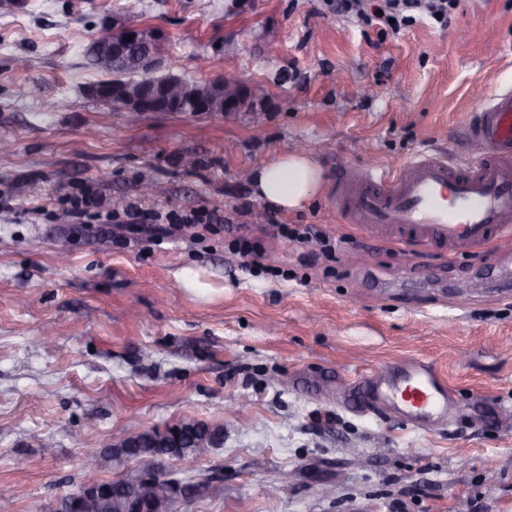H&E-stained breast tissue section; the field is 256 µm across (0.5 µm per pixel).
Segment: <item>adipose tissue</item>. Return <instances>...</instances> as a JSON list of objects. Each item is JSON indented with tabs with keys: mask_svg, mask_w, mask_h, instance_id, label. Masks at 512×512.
Instances as JSON below:
<instances>
[{
	"mask_svg": "<svg viewBox=\"0 0 512 512\" xmlns=\"http://www.w3.org/2000/svg\"><path fill=\"white\" fill-rule=\"evenodd\" d=\"M322 182L321 167L303 152H283L253 173L255 195L286 214L305 206L320 191Z\"/></svg>",
	"mask_w": 512,
	"mask_h": 512,
	"instance_id": "obj_1",
	"label": "adipose tissue"
}]
</instances>
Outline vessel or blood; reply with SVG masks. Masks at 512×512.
I'll return each instance as SVG.
<instances>
[{"label":"vessel or blood","mask_w":512,"mask_h":512,"mask_svg":"<svg viewBox=\"0 0 512 512\" xmlns=\"http://www.w3.org/2000/svg\"><path fill=\"white\" fill-rule=\"evenodd\" d=\"M465 130L476 151L460 167L421 154L395 173L356 171L336 192L337 204L368 233L408 245L478 251L491 239L512 240V90L476 103ZM494 154H486V147ZM449 382L428 362L362 378L360 400L429 430L448 409Z\"/></svg>","instance_id":"vessel-or-blood-1"}]
</instances>
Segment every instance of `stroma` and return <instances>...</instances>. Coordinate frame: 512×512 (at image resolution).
Returning <instances> with one entry per match:
<instances>
[{"label":"stroma","mask_w":512,"mask_h":512,"mask_svg":"<svg viewBox=\"0 0 512 512\" xmlns=\"http://www.w3.org/2000/svg\"><path fill=\"white\" fill-rule=\"evenodd\" d=\"M125 24L161 33L173 73L235 76L241 112L130 126L87 96V45ZM509 85L512 0H459L448 28L397 32L336 0H25L0 16V189L17 194L0 211V499L51 512L82 449L191 421L224 440L191 473L166 461L196 487L177 512H512V251L392 246L334 197L344 169L466 159L472 106ZM296 149L324 185L286 215L252 174ZM150 180L166 195H144ZM78 184L109 206L217 222L85 227L49 207ZM411 358L453 388L431 431L347 403L353 377Z\"/></svg>","instance_id":"1"}]
</instances>
